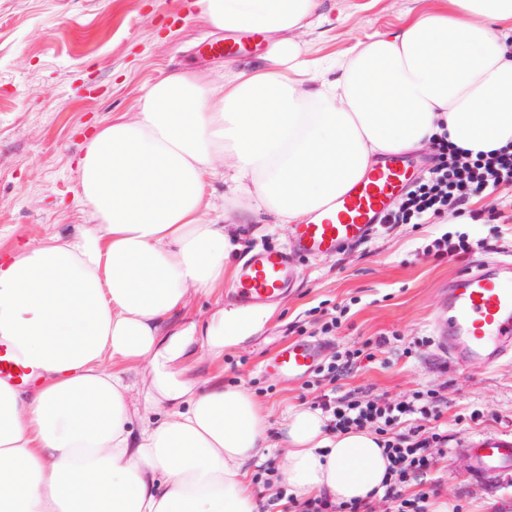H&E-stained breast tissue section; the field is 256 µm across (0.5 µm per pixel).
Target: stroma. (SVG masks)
I'll use <instances>...</instances> for the list:
<instances>
[{
  "instance_id": "stroma-1",
  "label": "stroma",
  "mask_w": 512,
  "mask_h": 512,
  "mask_svg": "<svg viewBox=\"0 0 512 512\" xmlns=\"http://www.w3.org/2000/svg\"><path fill=\"white\" fill-rule=\"evenodd\" d=\"M178 0H0V259L15 247L47 235L67 237L92 223L81 198L79 161L84 145L112 118L133 111L143 85L182 69L223 73L225 66L256 62L267 49L257 34L251 51L233 57L210 53L224 41L198 11L183 13ZM438 0H325L323 17L304 41L313 59L348 56L377 33L396 31L408 18L437 7ZM462 229L474 251L468 260L421 256L442 233ZM288 224L241 226L231 263L248 252L284 247ZM512 255V188L472 197L461 210L421 224H397L327 258H301L291 292L264 311L249 336L212 356L203 332L218 306L213 295L193 293L188 309L172 314V326H195L194 354L177 369L179 379L218 376L225 386H245L262 406L271 447L263 456L280 470L285 445L279 427L297 407H311L332 391L370 392L401 400L435 389L446 398L448 455L426 480L439 490L430 512H507L512 476L488 485L471 480L464 441L512 436V360L489 370L462 371L438 346H419L445 314L449 283L468 262ZM345 308L340 329L327 336L323 361L377 337H390L374 361L329 381L310 374L291 381L265 363L289 342L307 339L329 313Z\"/></svg>"
}]
</instances>
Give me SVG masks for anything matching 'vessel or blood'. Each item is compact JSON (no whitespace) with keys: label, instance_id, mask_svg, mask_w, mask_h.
Here are the masks:
<instances>
[{"label":"vessel or blood","instance_id":"1","mask_svg":"<svg viewBox=\"0 0 512 512\" xmlns=\"http://www.w3.org/2000/svg\"><path fill=\"white\" fill-rule=\"evenodd\" d=\"M411 164L402 155L385 158L353 183L333 204L335 216L293 227L287 247L248 253L235 272L234 299L243 306H264L288 291L300 257H330L344 246L369 238L393 199L409 181ZM512 263L499 270L479 265L464 269L448 288V317L437 328L439 346L462 369H488L512 360ZM324 343L301 341L276 357L280 372L291 378L310 373L319 363ZM33 374L0 342V382L26 385ZM471 476L485 481L512 473V437L490 436L467 448Z\"/></svg>","mask_w":512,"mask_h":512}]
</instances>
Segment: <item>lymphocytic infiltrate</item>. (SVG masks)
Segmentation results:
<instances>
[{
  "label": "lymphocytic infiltrate",
  "instance_id": "f902f5d3",
  "mask_svg": "<svg viewBox=\"0 0 512 512\" xmlns=\"http://www.w3.org/2000/svg\"><path fill=\"white\" fill-rule=\"evenodd\" d=\"M433 146L423 179L398 199L383 224H418L429 216L458 210L470 197L512 186V142L475 157L449 142L444 133ZM316 404L332 431L369 430L377 435L389 467L376 497L389 502L393 512H429L428 502L437 496V488L412 495L406 489L423 481L437 455L448 452V433L439 424L443 400L435 390L416 392L400 402L367 393L358 397L326 393ZM424 420L430 421L429 429L421 428ZM283 498L288 512H373L369 500L338 502L323 495L301 501L288 498L283 490L267 502L268 512H275Z\"/></svg>",
  "mask_w": 512,
  "mask_h": 512
}]
</instances>
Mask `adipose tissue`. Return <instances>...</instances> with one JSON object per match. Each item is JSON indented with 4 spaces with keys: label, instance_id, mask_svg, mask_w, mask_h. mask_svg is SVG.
<instances>
[{
    "label": "adipose tissue",
    "instance_id": "obj_1",
    "mask_svg": "<svg viewBox=\"0 0 512 512\" xmlns=\"http://www.w3.org/2000/svg\"><path fill=\"white\" fill-rule=\"evenodd\" d=\"M450 3L311 62L293 34L319 0H200L215 30L269 34L261 60L143 87L135 116L84 147L93 223L0 261V339L37 372L30 388L0 384V512H260L247 476L268 419L245 388L177 380L168 366L192 341L167 320L190 290L222 294L225 225L329 214L382 156L427 145L442 125L474 153L512 141V0ZM217 316L216 355L262 321ZM139 365L156 395L136 428L126 373ZM325 425L297 409L280 426L282 484L368 498L388 466L376 435Z\"/></svg>",
    "mask_w": 512,
    "mask_h": 512
}]
</instances>
